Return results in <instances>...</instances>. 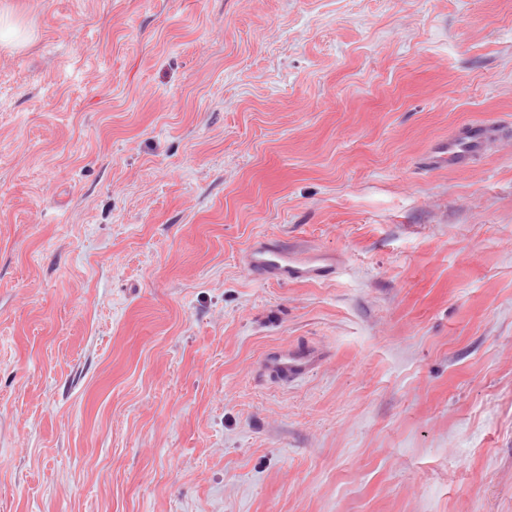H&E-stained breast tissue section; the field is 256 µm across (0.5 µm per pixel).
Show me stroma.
Listing matches in <instances>:
<instances>
[{
	"label": "stroma",
	"mask_w": 512,
	"mask_h": 512,
	"mask_svg": "<svg viewBox=\"0 0 512 512\" xmlns=\"http://www.w3.org/2000/svg\"><path fill=\"white\" fill-rule=\"evenodd\" d=\"M0 13V512H512V0ZM494 128L489 126H471L462 130L455 138L442 142L430 149L428 163L437 169L448 165L466 167L470 158L481 151L494 139ZM243 262L255 279L278 284L319 281L336 273L334 255L297 249L268 237L256 239L245 252ZM318 351L297 352L287 347L266 352L260 360L259 371L267 379L288 384L311 372L320 362Z\"/></svg>",
	"instance_id": "obj_1"
}]
</instances>
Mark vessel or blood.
<instances>
[{"label": "vessel or blood", "instance_id": "obj_1", "mask_svg": "<svg viewBox=\"0 0 512 512\" xmlns=\"http://www.w3.org/2000/svg\"><path fill=\"white\" fill-rule=\"evenodd\" d=\"M494 136V130L489 126L464 128L455 138L432 147L428 163L434 169L448 165L466 167L470 158L481 151ZM243 262L255 279L278 284L319 281L336 272L334 255L297 249L268 237L256 239L245 252ZM320 360L319 352L301 353L281 347L263 355L259 370L271 381L288 384L311 372Z\"/></svg>", "mask_w": 512, "mask_h": 512}]
</instances>
